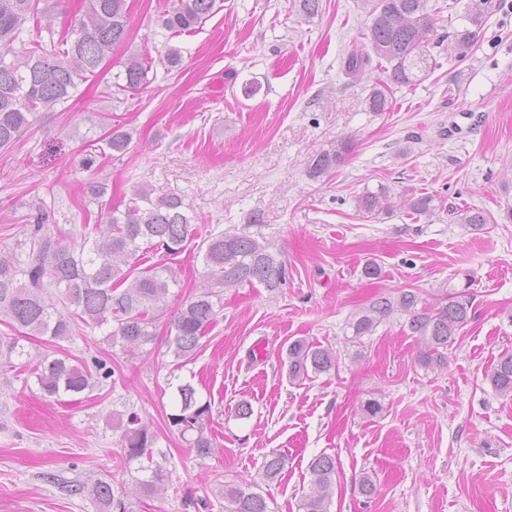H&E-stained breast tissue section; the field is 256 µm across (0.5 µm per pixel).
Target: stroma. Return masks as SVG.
Listing matches in <instances>:
<instances>
[{
  "label": "stroma",
  "instance_id": "stroma-1",
  "mask_svg": "<svg viewBox=\"0 0 512 512\" xmlns=\"http://www.w3.org/2000/svg\"><path fill=\"white\" fill-rule=\"evenodd\" d=\"M359 3L322 0L306 19L298 0H217L202 27L173 38L159 25L171 0H128L130 37L113 65L0 150V255L19 267L31 259L35 205H53L54 237L76 247L82 225L100 209L123 207L136 182L182 197L204 233H259L288 261L279 292L224 289L222 311L186 363L167 339L172 314L207 283L194 242L142 259L166 260L179 281L151 351L128 352L94 325L54 344L0 315V512H97L58 483L104 476L125 485L133 512H186L185 501L200 498L210 499L208 512H224L218 488L241 480L256 484L271 512H297L307 465L324 452L340 462L330 512H512V397L486 379L499 355L512 353V0L492 11L465 59L437 48L436 68L393 88L387 112L364 104L383 76L379 66L358 81L341 70L369 22ZM170 44L182 55L171 70L162 63ZM132 53L152 64L146 84L113 90L115 62ZM251 83L260 90L249 98ZM90 107L133 133L128 152L103 157L94 175L80 165L101 134ZM344 136L353 153L331 176L311 180V157ZM95 178L108 184L98 202L86 193ZM381 188L393 211L363 217L357 197ZM412 194L434 196L444 212L408 213ZM451 206L481 209L491 221L472 229L448 215ZM370 260L380 278L363 276ZM408 288L429 303L446 292L472 297L474 317L449 345L444 370L419 364L398 313L360 343L350 340L357 311ZM260 339L268 344L261 361L252 353ZM297 339L333 348L335 370L289 382L284 360ZM14 344L24 356L11 352ZM45 355L101 362L113 375L76 396L48 398L33 373ZM176 377L211 405L217 446L208 457L169 424ZM371 398L383 406L374 418L361 411ZM244 400L253 413L240 419ZM132 412L155 433L154 459L169 475L164 498L141 495L139 464L123 456L122 417ZM274 451L288 463L268 480L262 463ZM366 474L377 484L371 499L359 492Z\"/></svg>",
  "mask_w": 512,
  "mask_h": 512
}]
</instances>
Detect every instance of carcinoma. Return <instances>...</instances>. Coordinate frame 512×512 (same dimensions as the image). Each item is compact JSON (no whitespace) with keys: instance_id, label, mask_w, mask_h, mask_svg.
<instances>
[{"instance_id":"cac0c4a2","label":"carcinoma","mask_w":512,"mask_h":512,"mask_svg":"<svg viewBox=\"0 0 512 512\" xmlns=\"http://www.w3.org/2000/svg\"><path fill=\"white\" fill-rule=\"evenodd\" d=\"M41 0H0V149L12 147L33 125L40 112H49L67 102L79 85L96 76L110 61L115 48L129 38L127 0H81V16L73 39L48 37L27 42L22 38L24 26L37 21L45 12ZM216 0H173L161 16V26L172 34L193 31L207 21ZM370 24L362 32L360 48L348 52L342 71L360 77L372 61L384 64L386 77L371 88L365 100L371 112H386L391 107L389 92L393 86H413L422 75L436 66L429 46L448 42L457 58L465 59L478 41L485 11L492 0H471L464 24L429 42L426 34L436 32V9L429 0H362ZM123 91L140 89L146 81L150 64L139 55L130 54L122 63ZM104 130L100 139L110 153H127L131 133L116 128L101 115ZM353 143L348 138L313 156L308 176L318 180L340 167L349 156ZM410 211L430 215L435 211L434 197L412 196L407 199ZM363 216L376 218L391 208V200L382 192H366L356 200ZM51 212L42 205L32 215L30 252L32 260L25 269L5 257L0 258V312L32 336H48L53 341L68 339L74 322L103 326L112 324V341L134 351L156 341L153 325L164 314L177 283L170 267L154 264L132 275L140 254L149 249L168 255L182 252L186 243L203 238V263L211 284L191 298L175 315L174 336L168 348L174 357L187 361L200 347V340L217 320L219 309L213 301L217 287L236 288L260 285L276 291L287 284L288 269L281 253L262 236L225 231L202 236L200 225L187 215L183 199L174 194H159L152 185L134 183L124 210L109 209L100 213L99 223L84 225L82 244L76 251L62 245L49 232ZM461 224L479 229L489 223V216L477 209L456 212ZM27 277L23 282L19 276ZM56 288V299L44 297L45 285ZM395 311L406 317L411 335L420 344L418 361L432 371L448 363V344L472 319L471 297L450 292L434 304L422 301L415 290H400L384 296L354 315L350 326L353 338L368 336ZM336 369V353L303 339L288 346V374L300 380L309 373L321 374ZM40 390L48 398L74 395L91 387L94 376L85 366L72 365L63 358L45 360L35 367ZM488 379L493 389L512 396V354H502ZM179 411L169 421L183 435H190L189 446L204 458L214 451L208 432L211 406L200 403L195 387L189 383L175 386ZM125 459L148 460L140 466L149 476L138 480L145 496L164 495L168 476L153 464L155 434L149 424L132 415L122 434ZM286 458L273 452L266 456L263 474L268 480L284 469ZM336 457L320 454L308 464L309 489L298 504V512H330L336 481ZM68 495L89 497L98 512H128L124 486L112 479H96L82 485L61 483ZM224 512H271L269 505L253 485L224 484L219 490Z\"/></svg>"}]
</instances>
